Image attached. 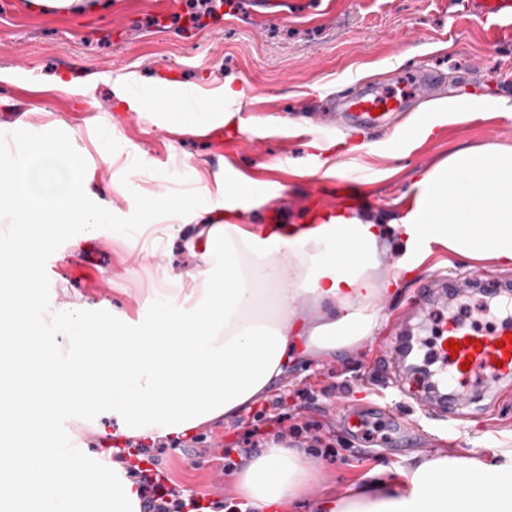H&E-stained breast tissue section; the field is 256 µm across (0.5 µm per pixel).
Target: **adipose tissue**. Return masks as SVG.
I'll return each instance as SVG.
<instances>
[{"label":"adipose tissue","mask_w":512,"mask_h":512,"mask_svg":"<svg viewBox=\"0 0 512 512\" xmlns=\"http://www.w3.org/2000/svg\"><path fill=\"white\" fill-rule=\"evenodd\" d=\"M232 79L211 112H186L167 133L233 131L244 121ZM75 141L29 142L0 175V512H140L139 492L122 466L82 462L77 436L52 437L64 414L96 433L115 421L122 437L184 435L234 417L263 400L298 356L332 354L374 336L378 299L424 247L443 245L470 259L512 264V147L456 151L425 170L395 219L399 237L355 211H318L299 224L254 228L243 211L259 208L265 183L225 165L216 193L193 197L170 219L191 267L155 289L148 315L90 320L79 301L35 315L42 251L80 226L82 238L126 235L112 209L93 203L76 181ZM35 225L22 235L19 225ZM395 251L396 264L382 256ZM460 482L449 483V472ZM316 480L311 460L271 440L238 478L253 512H283ZM319 512H512V470L471 457L436 456L402 479L375 471L356 496L328 500Z\"/></svg>","instance_id":"1"}]
</instances>
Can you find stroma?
Wrapping results in <instances>:
<instances>
[{
    "instance_id": "obj_1",
    "label": "stroma",
    "mask_w": 512,
    "mask_h": 512,
    "mask_svg": "<svg viewBox=\"0 0 512 512\" xmlns=\"http://www.w3.org/2000/svg\"><path fill=\"white\" fill-rule=\"evenodd\" d=\"M468 0H224V15L198 29L173 22L153 24V0H112L110 12L31 9L29 0H0V70L11 83H0V142L22 138H75L81 165L93 173L89 188L119 218L139 219L145 203L176 210L200 183L214 185L225 164L267 182L263 205L243 214L244 223L271 220L300 223L307 208H353L383 222L397 218L418 173L464 147L512 146V118L498 110L512 105V36L491 39L477 15L452 26L450 16ZM432 70L443 80V95L461 103L463 116L427 140L396 145L397 133L425 113L417 99L401 113L388 114L375 128L344 130L308 127L311 113H329L331 95L353 85L394 90L399 75ZM74 80L71 92H48L53 78ZM233 78L245 96L239 101L243 132L216 127L204 137H173L157 121L120 111L127 86L176 82L192 89L215 90ZM315 138L343 140V174L324 176L309 143ZM134 181L138 196L124 198L107 189L108 179ZM190 259L179 237L162 239L157 251L132 247L120 237L100 234L84 250L72 251L59 239L40 269L49 283L41 287L42 307L79 296L87 314L111 308L135 319L149 306V291L164 271L182 270ZM447 269L467 295L461 314L478 319L484 298L467 270L489 273L512 283V266L471 261L434 246L431 254L397 288L380 300L383 326L378 336L332 356L306 355L291 366L273 389L285 396L281 432L286 444L310 457L318 482L295 512H316L315 501L333 499L361 488L378 465L389 475L410 469L420 459L452 455L444 424L421 411L412 399L388 388L378 356L393 327L417 336H433L445 317L447 295L435 297L428 315L412 304L426 275ZM344 386L342 396H324L326 386ZM362 414L369 431L344 428L345 412ZM463 421V448L496 466L512 465V386L499 384L472 404ZM420 431L411 445L390 446L391 417ZM307 422L318 439L289 436L293 424ZM253 425L252 412L197 428L199 442L157 439L156 455L171 483L204 494L220 505L237 503L236 474H222L213 445L233 447ZM332 448L324 456V448Z\"/></svg>"
}]
</instances>
